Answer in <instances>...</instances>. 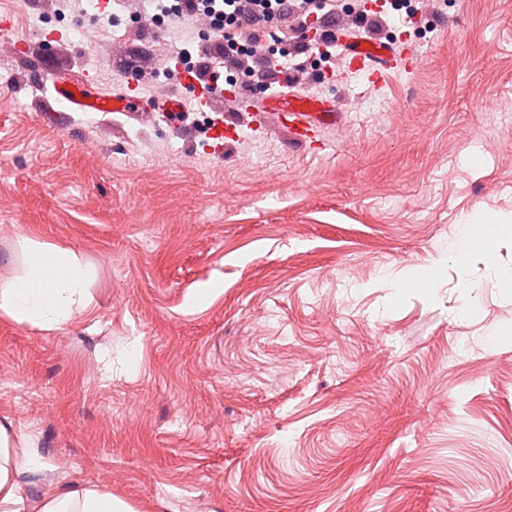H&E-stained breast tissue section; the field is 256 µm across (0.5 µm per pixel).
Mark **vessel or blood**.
<instances>
[{"instance_id":"b4317fda","label":"vessel or blood","mask_w":512,"mask_h":512,"mask_svg":"<svg viewBox=\"0 0 512 512\" xmlns=\"http://www.w3.org/2000/svg\"><path fill=\"white\" fill-rule=\"evenodd\" d=\"M346 52L350 68L366 76L369 83L381 85L386 73L391 69L410 71L415 69L420 57L416 50L408 49L402 53H393L390 46L357 38L347 42ZM45 79L52 81L59 100L80 112H151L176 113L182 108V102L177 98H168L163 103L145 101L142 90L138 86H129L125 93L112 97L93 93L85 81L72 79H57L52 64L43 68ZM173 78L184 88L190 90L197 111L208 112L212 109L214 100L223 96L224 87L215 82L203 83L198 81L193 72L184 67H176ZM251 111L274 112L282 118L284 126L296 135L304 137L316 128L335 123L337 110L330 101L312 97L293 91L265 98L251 103Z\"/></svg>"}]
</instances>
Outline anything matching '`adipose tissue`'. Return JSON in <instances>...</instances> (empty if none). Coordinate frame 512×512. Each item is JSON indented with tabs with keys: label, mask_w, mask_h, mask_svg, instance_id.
<instances>
[{
	"label": "adipose tissue",
	"mask_w": 512,
	"mask_h": 512,
	"mask_svg": "<svg viewBox=\"0 0 512 512\" xmlns=\"http://www.w3.org/2000/svg\"><path fill=\"white\" fill-rule=\"evenodd\" d=\"M25 271L0 284V314L42 330L60 328L85 308L90 269L75 249L30 238L22 239ZM23 436L11 424L0 423V512H25L27 499L19 484L24 469L38 462L24 448ZM37 512H132L111 493L57 482L36 503Z\"/></svg>",
	"instance_id": "adipose-tissue-1"
}]
</instances>
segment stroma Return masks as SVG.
<instances>
[{"label": "stroma", "instance_id": "35a3bbf8", "mask_svg": "<svg viewBox=\"0 0 512 512\" xmlns=\"http://www.w3.org/2000/svg\"><path fill=\"white\" fill-rule=\"evenodd\" d=\"M96 3L0 0V282L27 236L92 269L60 329L0 315L25 495L64 476L133 512H512V230L490 259L455 247L466 217L512 222V0L287 19L297 69L270 43L224 86L333 101L304 143L225 99L196 111L171 75L196 25ZM327 26L421 62L372 85L321 58ZM49 58L180 97L190 133L70 109ZM219 120L234 135L210 139Z\"/></svg>", "mask_w": 512, "mask_h": 512}]
</instances>
